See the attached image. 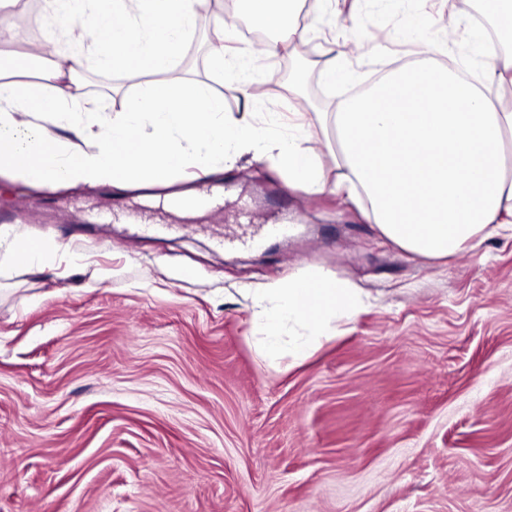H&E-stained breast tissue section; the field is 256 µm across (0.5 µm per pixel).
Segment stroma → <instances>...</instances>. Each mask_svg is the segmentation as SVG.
<instances>
[{
	"instance_id": "obj_1",
	"label": "stroma",
	"mask_w": 512,
	"mask_h": 512,
	"mask_svg": "<svg viewBox=\"0 0 512 512\" xmlns=\"http://www.w3.org/2000/svg\"><path fill=\"white\" fill-rule=\"evenodd\" d=\"M303 8L306 40L252 67L276 93L245 101V80L210 66L216 16H197L170 71L246 122L283 114L275 137L302 112L296 137L332 185L321 116L437 46L448 0ZM152 80L91 53L74 84L112 111ZM197 189L215 199L201 214L163 202ZM133 211L171 234L134 231ZM265 224L288 234L237 245ZM25 237L49 245L47 263L6 259ZM309 269L372 304L307 358L264 357L260 289ZM0 512H512V238L413 257L342 196L290 188L273 157L165 190L35 189L0 173Z\"/></svg>"
}]
</instances>
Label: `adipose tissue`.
Wrapping results in <instances>:
<instances>
[{"label":"adipose tissue","instance_id":"adipose-tissue-1","mask_svg":"<svg viewBox=\"0 0 512 512\" xmlns=\"http://www.w3.org/2000/svg\"><path fill=\"white\" fill-rule=\"evenodd\" d=\"M200 0H44L50 35L36 45L44 65L34 81L0 69V169L19 171L34 187L109 184L121 189L165 186L194 161L200 176L211 162L277 152L292 178L313 192L326 188L316 155L297 141H270L243 124L198 81L167 73L182 51ZM501 44L479 70L461 77L433 59L386 76L340 103L336 129L338 193L359 204L363 218L400 248L432 260L512 235V0H489ZM297 0H237V14L265 31L259 53L276 56L284 40L305 39L289 23ZM97 34L91 49L103 61L141 69L155 80L112 116L82 106L64 112L58 89L84 67L85 55L61 47L76 24ZM430 101L418 111L416 91ZM136 134L138 153L125 138ZM256 315L267 329L265 355L277 356L283 328H308L289 346L307 357L310 334L348 319L364 305L358 289L319 272L270 289Z\"/></svg>","mask_w":512,"mask_h":512}]
</instances>
